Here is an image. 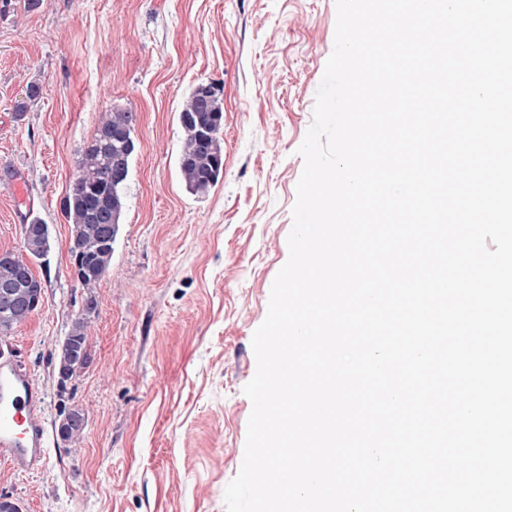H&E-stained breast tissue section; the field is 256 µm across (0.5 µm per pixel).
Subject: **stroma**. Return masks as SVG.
Here are the masks:
<instances>
[{"mask_svg": "<svg viewBox=\"0 0 512 512\" xmlns=\"http://www.w3.org/2000/svg\"><path fill=\"white\" fill-rule=\"evenodd\" d=\"M335 26L336 0H0V252L24 255L27 216L51 233L33 265L43 301L1 352L43 393V466L0 461V494L23 512H226L252 411V336L289 258L298 149ZM200 80L224 98V175L202 197L178 172V113ZM115 108L136 112L138 146L95 286L92 363L63 386L51 353L83 290L62 202ZM73 405L86 428L68 451L55 424Z\"/></svg>", "mask_w": 512, "mask_h": 512, "instance_id": "1", "label": "stroma"}]
</instances>
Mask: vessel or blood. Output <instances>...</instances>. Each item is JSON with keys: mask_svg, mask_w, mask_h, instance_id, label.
<instances>
[{"mask_svg": "<svg viewBox=\"0 0 512 512\" xmlns=\"http://www.w3.org/2000/svg\"><path fill=\"white\" fill-rule=\"evenodd\" d=\"M42 400L31 370L0 361V460L13 470H35L46 458L45 427L38 416Z\"/></svg>", "mask_w": 512, "mask_h": 512, "instance_id": "obj_1", "label": "vessel or blood"}]
</instances>
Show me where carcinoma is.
I'll list each match as a JSON object with an SVG mask.
<instances>
[{
  "label": "carcinoma",
  "mask_w": 512,
  "mask_h": 512,
  "mask_svg": "<svg viewBox=\"0 0 512 512\" xmlns=\"http://www.w3.org/2000/svg\"><path fill=\"white\" fill-rule=\"evenodd\" d=\"M208 86L210 92L204 95L200 84H194L179 112L184 133L180 175L187 191L197 196L207 194L224 174V101L213 83ZM136 121V113L130 110L106 113L82 153L76 176L63 200L64 215L72 225L70 253L76 280L87 289L104 277L112 262L113 245L122 224L130 162L136 149ZM23 241L29 257H45L50 248L48 226L37 219L29 221ZM29 278L35 275L29 269L23 270L15 256L8 253L0 258V284L14 285L10 300L0 299V338L9 336L36 311L37 289L24 287V280ZM84 299L92 308H83L82 316L73 322L55 352L56 364L70 368L73 376L84 368L77 364L76 351L85 348L87 318L98 307L95 294L89 293ZM84 421L78 407L60 411L57 433L64 445L79 441Z\"/></svg>",
  "instance_id": "carcinoma-1"
}]
</instances>
